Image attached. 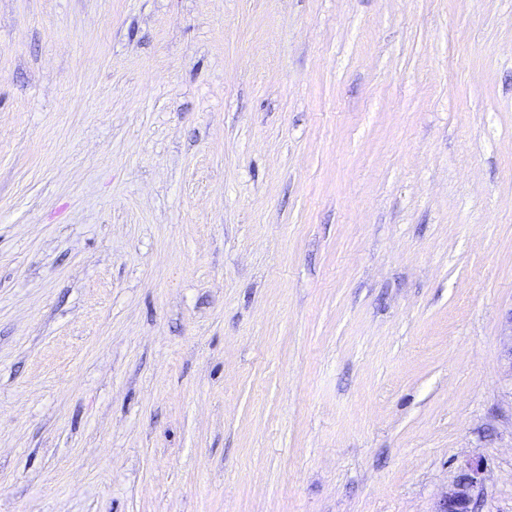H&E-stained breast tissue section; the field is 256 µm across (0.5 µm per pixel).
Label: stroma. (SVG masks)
<instances>
[{
  "mask_svg": "<svg viewBox=\"0 0 512 512\" xmlns=\"http://www.w3.org/2000/svg\"><path fill=\"white\" fill-rule=\"evenodd\" d=\"M512 0H0V512H512ZM484 474L480 462L470 464L440 500L434 512H473L474 490Z\"/></svg>",
  "mask_w": 512,
  "mask_h": 512,
  "instance_id": "obj_1",
  "label": "stroma"
}]
</instances>
